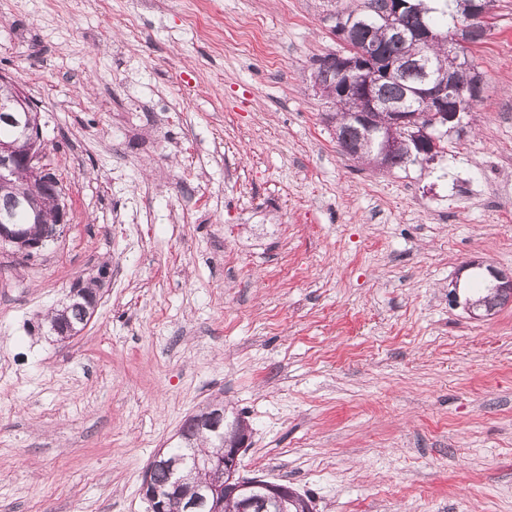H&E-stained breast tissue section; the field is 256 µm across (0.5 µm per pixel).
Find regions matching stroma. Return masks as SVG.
<instances>
[{
  "label": "stroma",
  "mask_w": 512,
  "mask_h": 512,
  "mask_svg": "<svg viewBox=\"0 0 512 512\" xmlns=\"http://www.w3.org/2000/svg\"><path fill=\"white\" fill-rule=\"evenodd\" d=\"M358 3L0 0L67 205L40 254L0 244V512H148L150 463L215 399L252 428L242 474L314 512H512V302L474 321L454 288L466 260L512 272V0L424 170L357 163L325 119L311 74ZM98 283L99 280L97 278H92L86 283H82L85 297L71 300V302L67 304L66 314L62 318H56V312L60 309L51 312V314L47 316L50 330H54L56 336L70 339L86 327L97 306ZM87 298H95V301L90 302ZM73 331H75V334H71Z\"/></svg>",
  "instance_id": "1"
}]
</instances>
